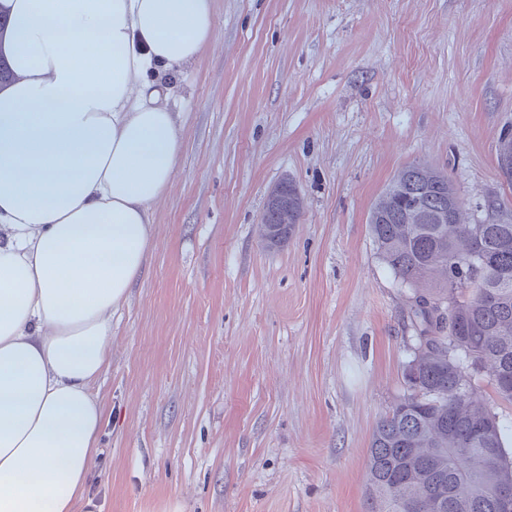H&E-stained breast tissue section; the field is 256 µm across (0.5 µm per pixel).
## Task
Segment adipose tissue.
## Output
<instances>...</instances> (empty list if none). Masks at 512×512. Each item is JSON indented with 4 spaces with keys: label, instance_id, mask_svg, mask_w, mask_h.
<instances>
[{
    "label": "adipose tissue",
    "instance_id": "adipose-tissue-1",
    "mask_svg": "<svg viewBox=\"0 0 512 512\" xmlns=\"http://www.w3.org/2000/svg\"><path fill=\"white\" fill-rule=\"evenodd\" d=\"M0 512H74L112 313L143 272L181 152L173 74L211 0H0Z\"/></svg>",
    "mask_w": 512,
    "mask_h": 512
}]
</instances>
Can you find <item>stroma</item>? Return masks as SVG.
Masks as SVG:
<instances>
[{"mask_svg":"<svg viewBox=\"0 0 512 512\" xmlns=\"http://www.w3.org/2000/svg\"><path fill=\"white\" fill-rule=\"evenodd\" d=\"M176 78L182 150L112 316L77 512H367L372 432L406 391V300L367 218L401 168L512 219V0H212ZM291 179L302 224L257 230ZM500 198L505 208H489ZM497 164L500 176L512 186V132L500 136L497 152Z\"/></svg>","mask_w":512,"mask_h":512,"instance_id":"stroma-1","label":"stroma"}]
</instances>
